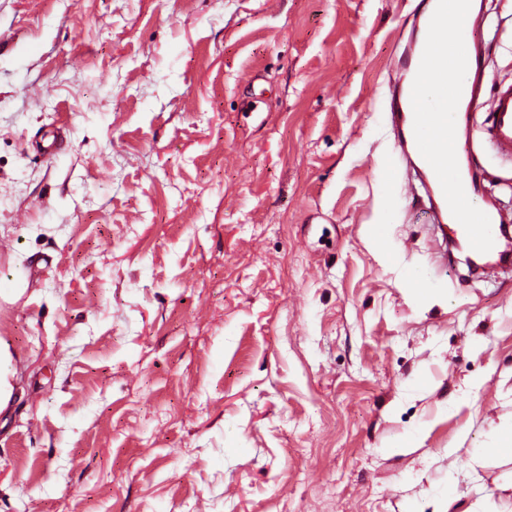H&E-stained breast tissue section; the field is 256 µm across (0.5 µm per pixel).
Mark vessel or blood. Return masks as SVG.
<instances>
[{"mask_svg":"<svg viewBox=\"0 0 512 512\" xmlns=\"http://www.w3.org/2000/svg\"><path fill=\"white\" fill-rule=\"evenodd\" d=\"M433 2V12L425 19L416 41V54L403 60V72L413 77L426 67L438 74L459 69L465 56L455 33L441 24L442 18L454 9L456 0ZM478 86L475 78L465 86L449 84L446 110L439 114L420 111L409 97L394 95L391 117L398 132L400 159L419 162L426 172L436 221L476 254L489 255L499 248V227L504 220L490 203L459 212V201L475 192L478 166L474 156L451 162L442 153L443 141L454 134L458 122L469 121L478 107L490 117L487 144L504 163H512V81H500L483 100L478 97Z\"/></svg>","mask_w":512,"mask_h":512,"instance_id":"b4317fda","label":"vessel or blood"}]
</instances>
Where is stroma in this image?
<instances>
[{
    "mask_svg": "<svg viewBox=\"0 0 512 512\" xmlns=\"http://www.w3.org/2000/svg\"><path fill=\"white\" fill-rule=\"evenodd\" d=\"M425 2L0 0V512H512V267L440 264L389 123ZM11 360L12 356L8 351V346L0 339V413L7 408L13 392V386L7 378V375L10 374L8 365Z\"/></svg>",
    "mask_w": 512,
    "mask_h": 512,
    "instance_id": "35a3bbf8",
    "label": "stroma"
}]
</instances>
